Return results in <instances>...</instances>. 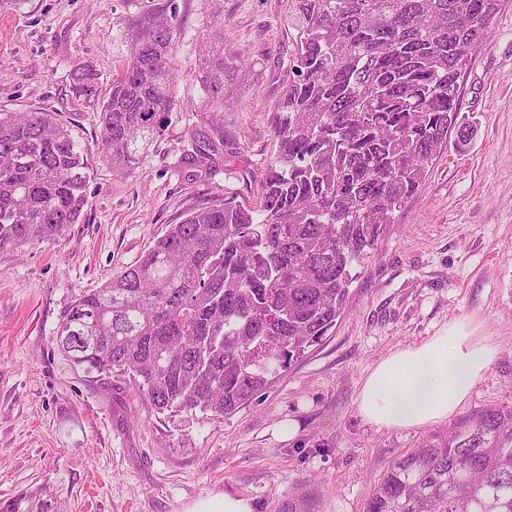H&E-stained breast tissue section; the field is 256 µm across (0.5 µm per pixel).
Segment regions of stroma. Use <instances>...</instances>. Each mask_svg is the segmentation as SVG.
Segmentation results:
<instances>
[{
  "label": "stroma",
  "instance_id": "1",
  "mask_svg": "<svg viewBox=\"0 0 512 512\" xmlns=\"http://www.w3.org/2000/svg\"><path fill=\"white\" fill-rule=\"evenodd\" d=\"M287 0H12L0 8V109L66 123L88 166L86 205L60 237L0 251V501L45 485L58 512H186L229 491L275 512L293 492L312 512H364L388 463L431 427L379 429L356 409L369 370L459 319L499 348L460 415L512 404V0L460 87L466 140L448 147L377 247L357 267L344 315L238 411L156 413L129 382L76 369L53 340L61 310L139 260L193 206L259 204L272 158L273 110L291 79ZM170 16L174 105L165 133L125 176L100 144L98 101L78 97L81 64L108 96L131 39ZM224 35V83L210 103L198 81L208 37ZM224 113V163L190 178L189 124ZM297 425L280 439L277 428Z\"/></svg>",
  "mask_w": 512,
  "mask_h": 512
}]
</instances>
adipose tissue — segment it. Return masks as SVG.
<instances>
[{"label": "adipose tissue", "instance_id": "ef3b65f1", "mask_svg": "<svg viewBox=\"0 0 512 512\" xmlns=\"http://www.w3.org/2000/svg\"><path fill=\"white\" fill-rule=\"evenodd\" d=\"M498 356L497 344L459 320L436 336L400 347L366 376L356 404L380 429H413L453 417Z\"/></svg>", "mask_w": 512, "mask_h": 512}]
</instances>
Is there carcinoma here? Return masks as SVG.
Returning a JSON list of instances; mask_svg holds the SVG:
<instances>
[{
	"mask_svg": "<svg viewBox=\"0 0 512 512\" xmlns=\"http://www.w3.org/2000/svg\"><path fill=\"white\" fill-rule=\"evenodd\" d=\"M498 0H290L293 78L275 109L260 204L207 201L135 264L61 311L54 339L77 368L134 383L156 412L213 418L250 402L336 326L351 270L425 182L459 116L460 78L492 33ZM173 26L145 21L101 108L103 157L128 173L165 132ZM86 100L99 75L72 73ZM224 101L223 37L201 62ZM187 129L191 176L224 162V122ZM86 165L48 112L0 111V250L79 221ZM512 512V405H489L392 460L364 512ZM0 512H52L45 489Z\"/></svg>",
	"mask_w": 512,
	"mask_h": 512,
	"instance_id": "carcinoma-1",
	"label": "carcinoma"
}]
</instances>
